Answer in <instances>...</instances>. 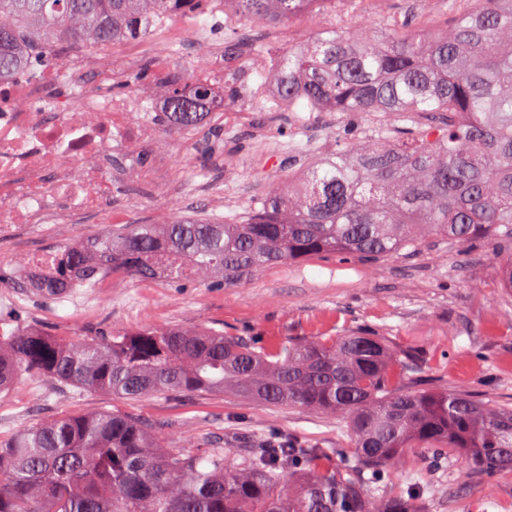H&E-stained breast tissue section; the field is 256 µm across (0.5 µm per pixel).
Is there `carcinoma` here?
<instances>
[{
  "instance_id": "1",
  "label": "carcinoma",
  "mask_w": 512,
  "mask_h": 512,
  "mask_svg": "<svg viewBox=\"0 0 512 512\" xmlns=\"http://www.w3.org/2000/svg\"><path fill=\"white\" fill-rule=\"evenodd\" d=\"M186 0H0V82L44 81L40 46L135 41ZM325 0H224L246 25L286 22ZM446 31L429 39L411 14L380 39L325 28L274 54L275 107L311 112H437L433 126L393 131L313 161L300 189L274 191L237 223L180 218L131 224L71 244L57 272L35 273L53 299L71 281L108 271L138 279L232 284L264 267L317 256L380 260L429 238L460 247L512 243V0H441ZM157 124L191 130L224 109L210 80L178 77ZM493 263L512 288V256ZM411 353L373 331L263 343L179 325L103 331L64 341L23 327L0 339V392L41 378L136 399L231 391L346 424L353 452L257 430L202 454L178 448L135 417H59L0 438V512H420L439 481L388 479L420 452L427 470L463 463L488 481L512 473V408L463 392L410 385Z\"/></svg>"
}]
</instances>
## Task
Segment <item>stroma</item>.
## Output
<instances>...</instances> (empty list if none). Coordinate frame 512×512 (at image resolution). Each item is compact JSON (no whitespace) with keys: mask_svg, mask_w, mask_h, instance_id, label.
<instances>
[{"mask_svg":"<svg viewBox=\"0 0 512 512\" xmlns=\"http://www.w3.org/2000/svg\"><path fill=\"white\" fill-rule=\"evenodd\" d=\"M423 12L430 34L445 28L432 0H362L353 13H306L243 36L259 35L279 49L297 48L320 29L337 26L371 36L408 12ZM235 75V93L223 111L194 130L158 131L155 142L129 146L120 154L125 174L112 195V210L141 224L179 217L210 216L215 191L224 194V219L244 216L274 188L287 189L313 160L354 141L370 145L388 123L379 112L341 114L274 110L273 73L248 49L225 54L216 81ZM224 131L212 145V128ZM176 156L171 177L180 193L152 186V167L142 157ZM490 242L463 247L434 240L371 261L323 257L275 265L240 282L177 284L168 278L112 279L95 311L84 313L32 297L26 307H0V330L34 326L62 339L116 329L133 332L168 325L210 327L229 336L299 341L369 329L395 350L417 354L420 387L464 391L512 406V290L500 288L490 259ZM101 410L140 418L160 434L202 452L223 436L253 430H285L337 452H350L351 439L335 420L285 407L260 405L230 393L193 399L162 396L136 400L63 386L38 378L0 393V436L57 417ZM424 512H512V475L494 488L463 469L449 476L446 490L423 503Z\"/></svg>","mask_w":512,"mask_h":512,"instance_id":"35a3bbf8","label":"stroma"}]
</instances>
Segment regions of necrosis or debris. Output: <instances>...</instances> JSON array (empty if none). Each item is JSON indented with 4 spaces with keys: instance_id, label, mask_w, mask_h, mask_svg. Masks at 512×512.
Wrapping results in <instances>:
<instances>
[{
    "instance_id": "1",
    "label": "necrosis or debris",
    "mask_w": 512,
    "mask_h": 512,
    "mask_svg": "<svg viewBox=\"0 0 512 512\" xmlns=\"http://www.w3.org/2000/svg\"><path fill=\"white\" fill-rule=\"evenodd\" d=\"M205 23L185 24L184 13L160 29L167 49L208 39L224 21V0H203ZM76 89L56 92L54 81L0 84V232L38 224H84L112 213V157L128 143H150L156 130L142 98L90 93L79 82L93 75L115 80L112 55L86 47L50 49Z\"/></svg>"
}]
</instances>
